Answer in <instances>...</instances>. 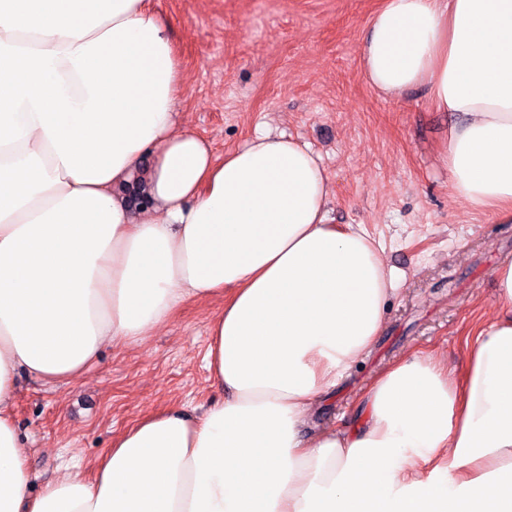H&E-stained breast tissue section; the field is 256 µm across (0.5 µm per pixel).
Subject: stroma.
<instances>
[{"label": "stroma", "mask_w": 512, "mask_h": 512, "mask_svg": "<svg viewBox=\"0 0 512 512\" xmlns=\"http://www.w3.org/2000/svg\"><path fill=\"white\" fill-rule=\"evenodd\" d=\"M382 0H153L181 60L178 119L228 153L271 129L309 145L331 179L332 224H362L401 278L371 351L303 433L347 428L373 379L417 350L460 372L465 343L495 310V268L512 260V223L453 196L441 157L456 118L425 88L383 98L360 46ZM223 298L182 306L140 344L103 348L80 385L16 379L13 418L34 489L89 470L140 416L203 413L223 399L205 367Z\"/></svg>", "instance_id": "obj_1"}]
</instances>
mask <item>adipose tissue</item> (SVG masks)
<instances>
[{
    "label": "adipose tissue",
    "mask_w": 512,
    "mask_h": 512,
    "mask_svg": "<svg viewBox=\"0 0 512 512\" xmlns=\"http://www.w3.org/2000/svg\"><path fill=\"white\" fill-rule=\"evenodd\" d=\"M361 57L381 95L423 87L461 115L451 189L512 222V0H384ZM183 91L152 0H0V512H512V262L460 374L414 352L352 428L303 435L398 278L364 225L327 223L307 145L262 132L216 156L177 124ZM216 296L223 401L146 413L90 472L33 491L18 373L82 383L105 346Z\"/></svg>",
    "instance_id": "obj_1"
}]
</instances>
